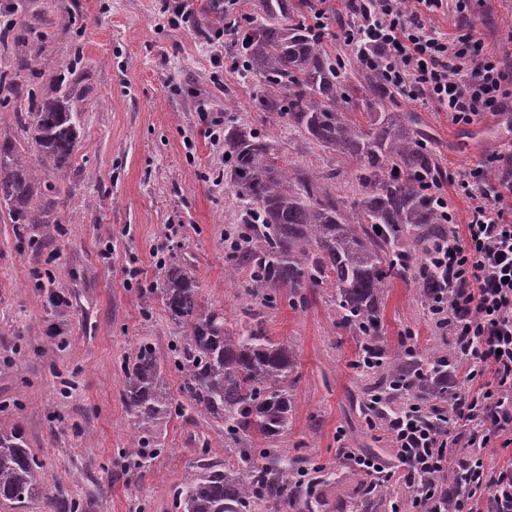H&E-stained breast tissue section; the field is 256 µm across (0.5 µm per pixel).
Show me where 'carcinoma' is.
<instances>
[{
    "label": "carcinoma",
    "instance_id": "obj_1",
    "mask_svg": "<svg viewBox=\"0 0 512 512\" xmlns=\"http://www.w3.org/2000/svg\"><path fill=\"white\" fill-rule=\"evenodd\" d=\"M211 12L213 23L229 32V50L242 70L264 87V110L308 143L355 162L344 197L330 187L339 170L320 176L302 166L290 170L279 163L276 136L225 125L224 183L240 212L228 276L247 268L249 296L262 297L271 308L282 288L292 309L306 307L311 288L333 289L337 324L357 339L353 369L379 375L355 398L362 422L373 430L412 403L424 419L442 421L448 379L457 372L445 336L424 351L402 340L390 345L380 313L387 289L410 273L424 312L441 298L452 299L445 275L430 259V246L448 238V215L438 201L442 171L421 116L368 112L361 125L355 94L375 107L391 98L390 87L377 75L350 87L340 62L319 48V31L295 17L291 0H262V13L251 18L226 12L224 0H211ZM18 97L15 77L0 69V108ZM15 112L27 119L36 157L0 143V201L15 223L38 224L30 207L33 182L40 172L64 175L79 124L65 92L32 104L25 116ZM201 292L181 260L165 266L160 285L150 290L184 336L166 353L144 338L133 361L121 366L131 433L128 466H149L159 451L160 422L193 415L215 423L224 432V447L238 452L233 459L221 457L208 439L200 441L173 490L171 512H324L326 466L284 457L273 447L288 434L296 411L295 347L268 336L260 321L230 323L223 310L204 304ZM170 370L183 379L179 398L164 387ZM357 476L356 497L344 512H398L418 485L439 489L447 481L442 474H409L397 486L365 470ZM40 500L51 512H83L78 500L49 494L43 462L21 433H0V502L29 512Z\"/></svg>",
    "mask_w": 512,
    "mask_h": 512
}]
</instances>
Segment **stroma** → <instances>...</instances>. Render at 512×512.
<instances>
[{
	"mask_svg": "<svg viewBox=\"0 0 512 512\" xmlns=\"http://www.w3.org/2000/svg\"><path fill=\"white\" fill-rule=\"evenodd\" d=\"M189 2L194 20L179 25L172 0H0V26L12 23L19 36L13 58L37 46L49 59L19 71L17 82L42 98L66 87L80 124L66 176L34 186L52 237L40 225L13 223L0 204V432H21L45 465L49 493L82 501L86 512H169L195 437L224 445L214 424L174 418L157 429L162 453L147 468H127L120 371L143 338L164 349L182 334L161 301L142 298L170 258L190 266L209 305L229 320L245 317L236 295L249 273L240 271L233 286L224 274V235L236 222L220 179L224 123L279 136L283 159L314 174L352 167L262 108L259 84L236 69L221 27L204 25L209 0ZM471 14L486 50L511 70L512 0H475ZM384 109L419 112L447 172L512 141L495 113L455 125L447 113L397 96ZM252 310L269 336L299 354L297 410L280 448L333 470L329 503L351 496L357 476L338 450L346 437L368 444L351 401L373 382L350 366L352 334L337 326L325 288L303 310L284 300ZM383 320L392 343L411 330L424 347L434 334L399 279L387 290Z\"/></svg>",
	"mask_w": 512,
	"mask_h": 512,
	"instance_id": "obj_1",
	"label": "stroma"
}]
</instances>
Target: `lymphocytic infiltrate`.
Returning <instances> with one entry per match:
<instances>
[{
	"mask_svg": "<svg viewBox=\"0 0 512 512\" xmlns=\"http://www.w3.org/2000/svg\"><path fill=\"white\" fill-rule=\"evenodd\" d=\"M357 23L343 32L360 65L382 74L413 104L469 125L484 114L512 108V77L483 51L470 17L472 0H347ZM453 13L452 32L433 24ZM467 200L464 223L451 224L436 259L455 295L437 306L455 353L479 360L463 386L448 397V424H426L416 410L391 416L388 434L396 457L413 474L443 471L452 448L467 447L456 477L457 494L434 512H512V460L491 466L486 451L512 447V149L494 153L485 168L448 177ZM494 400V428L462 424ZM458 424L460 432L449 429Z\"/></svg>",
	"mask_w": 512,
	"mask_h": 512,
	"instance_id": "lymphocytic-infiltrate-1",
	"label": "lymphocytic infiltrate"
}]
</instances>
